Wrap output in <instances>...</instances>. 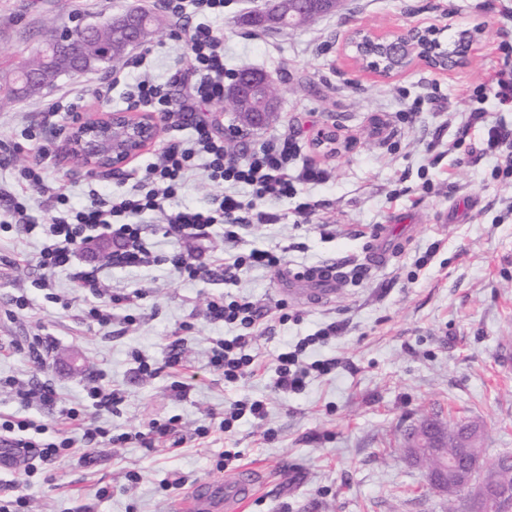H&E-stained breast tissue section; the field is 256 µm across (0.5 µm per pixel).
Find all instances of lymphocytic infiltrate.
Wrapping results in <instances>:
<instances>
[{
    "instance_id": "f902f5d3",
    "label": "lymphocytic infiltrate",
    "mask_w": 512,
    "mask_h": 512,
    "mask_svg": "<svg viewBox=\"0 0 512 512\" xmlns=\"http://www.w3.org/2000/svg\"><path fill=\"white\" fill-rule=\"evenodd\" d=\"M224 7L225 0H170L168 4L179 21L189 51L188 66L174 74L172 83L191 86L198 108L174 100L167 86L147 77L139 79L130 92L136 104L163 113L177 126L190 127L194 132L191 141L171 142L156 161L148 163L138 173L131 188L106 196L91 195L89 203L75 211L67 210L66 195L45 181L39 166L25 168L21 172L22 179L54 209L44 222L39 221L20 194L0 191V206L10 214L16 232L29 235L37 231L42 235L43 245L38 256L42 270L51 272L71 265L79 250L105 238L114 244V266L140 268L156 264L158 258L145 242L140 223L141 216L147 213L164 214V233L176 239L202 238L213 225H223L224 242L233 246L239 241L241 224L274 222V215L262 210L263 202L295 198L300 186L328 179V172L313 162L294 167L300 151L296 133L286 132L257 146H243L236 155L229 153L223 137L216 135L205 107L224 99V37L210 26L192 25L191 18L196 14L220 15ZM200 158L205 161L210 180L218 186V193L208 207L173 209L172 199ZM238 185L249 187L250 199L235 193ZM282 261V255L267 249H253L244 255L231 254L208 265L193 263L181 253L169 259L174 270L189 278L202 279L220 270L230 284L237 282L243 268L275 269ZM206 316L211 322L240 329L237 335L212 339L208 350L209 367L222 371L229 382L254 373L256 357L249 352L253 342L251 330L264 319L263 306L245 296L230 301L218 297L208 302ZM304 349V343L300 342L294 350L277 355L272 381L276 392L299 393L311 374L326 375L335 369L336 362L332 359L303 364L300 356ZM43 429L42 422L29 417L0 423V442L18 449L25 475H32L39 466L54 463L73 452L71 438L64 436L50 443L42 441Z\"/></svg>"
}]
</instances>
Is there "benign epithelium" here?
Masks as SVG:
<instances>
[{"instance_id":"obj_1","label":"benign epithelium","mask_w":512,"mask_h":512,"mask_svg":"<svg viewBox=\"0 0 512 512\" xmlns=\"http://www.w3.org/2000/svg\"><path fill=\"white\" fill-rule=\"evenodd\" d=\"M303 2L264 0L263 7L255 10L249 19L265 27H281L302 10ZM105 25L115 26L132 42L144 40L149 30L143 10L131 8L99 24L55 31L44 40L40 69L22 70L20 78L28 84L39 82L42 73L54 67L61 51L71 46L74 37L88 38ZM434 34L435 31L419 26L381 35L357 27L348 35L345 49L361 70L382 78L393 77L420 62L438 72L463 67L466 56L458 51L449 55L444 65L434 62L437 51L433 47ZM111 58V52L98 45L74 63L73 71ZM270 81L271 77L264 72H241L225 90L224 97L250 107L247 121L261 123L280 109L279 98L269 91ZM158 130V122L150 112H114L109 108L90 112L77 121L68 131L67 142L71 157L83 168L91 172H115L149 148L157 139ZM476 440L477 432L464 425L457 437L459 451L450 457L444 451L448 429L434 421L415 428L407 436L405 453L425 470L427 486L433 492L442 495L448 491V485L455 484L470 491L480 510L492 505L494 512H512V485L496 480L492 469L483 466Z\"/></svg>"}]
</instances>
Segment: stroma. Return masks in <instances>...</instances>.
Instances as JSON below:
<instances>
[{
  "instance_id": "stroma-1",
  "label": "stroma",
  "mask_w": 512,
  "mask_h": 512,
  "mask_svg": "<svg viewBox=\"0 0 512 512\" xmlns=\"http://www.w3.org/2000/svg\"><path fill=\"white\" fill-rule=\"evenodd\" d=\"M135 2L150 7L148 0H0V75L16 60L36 58L46 29L103 21ZM252 7L251 0H233L223 15L201 18L224 35L225 68L263 70L279 87L278 114L247 137L258 144L297 131L302 158L329 169L331 178L302 186L297 200L267 202L275 223L241 229L237 253L281 251L285 263L278 271L242 269L233 285L193 280L164 262L115 267L101 249L56 269L44 289L36 264L40 236L0 231V379L46 382L57 395L53 405L27 407L4 385L0 419L31 415L46 424V437L64 427L78 439L81 430L63 424L74 407L103 431L84 458L30 478L23 512H178L201 485L233 484L245 472L257 494L230 501L221 512H445L446 501L426 490L423 470L403 451L405 432L433 414L480 425L485 462L512 455V363L501 360L512 348V171L501 170L486 149L489 126L512 128V104L491 93L474 95L479 85L512 77V19L503 16L512 0H344L336 14L285 33L244 26ZM413 25L436 28L445 43L467 33L465 66L441 73L417 63L382 79L359 71L343 50L354 28L387 34ZM187 64L184 40L165 22L111 68L66 76L38 96L0 105V143L16 147L0 158V186L25 190L32 206L44 209V199L21 182V171L36 164L73 206L89 192L116 191L111 176L87 175L69 156L66 134L75 116L103 104L126 108L141 77L164 82ZM105 81L112 90L102 104L94 89ZM64 88L84 94L63 100ZM56 98L58 112L43 113V104ZM476 108L485 123L459 137L458 127ZM37 118L45 134L25 139L24 128ZM323 129L336 131V153L314 151L312 140ZM300 201L313 211L298 214ZM142 224L162 259L184 252L208 263L224 254L222 225L203 239L176 240L164 236L160 215L143 216ZM383 224L393 226L399 249L375 263L373 232ZM76 267L107 293L138 289L145 298L130 311L110 305L107 293L76 292ZM318 267L337 274L332 294L319 301L303 277ZM20 295L27 308L12 310ZM218 296H246L270 309L251 348L258 368L237 383L207 364L212 338L236 333L204 316ZM279 303L287 321L278 319ZM105 304L112 313L108 329L89 315ZM332 321L346 322V335L307 345L302 358L335 359V370L311 374L302 393L275 392L277 354ZM34 336L44 340L37 355L28 349ZM176 336L184 340L181 373L194 379L184 395L172 391L173 371L164 365ZM139 356L159 373L140 374ZM96 373L122 393L118 410L97 409L88 396ZM243 399L266 401L267 419L246 416L219 432L225 406ZM170 417L184 440L177 450L110 441ZM202 425L211 429L204 438L196 434ZM227 450L239 458L217 470ZM132 469L140 474L133 484L124 478ZM176 475L183 485L173 484Z\"/></svg>"
}]
</instances>
